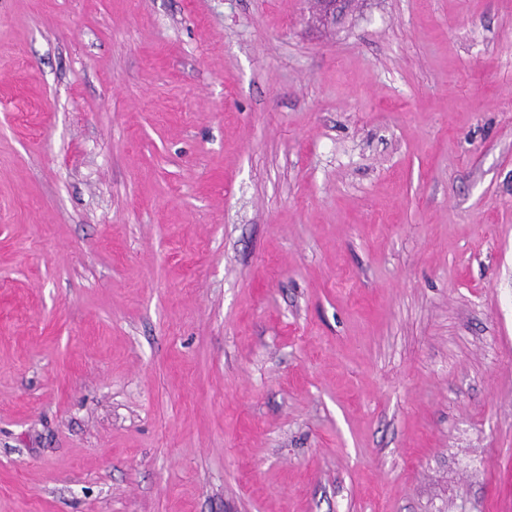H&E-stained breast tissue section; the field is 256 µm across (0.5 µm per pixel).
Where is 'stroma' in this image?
Segmentation results:
<instances>
[{
	"mask_svg": "<svg viewBox=\"0 0 512 512\" xmlns=\"http://www.w3.org/2000/svg\"><path fill=\"white\" fill-rule=\"evenodd\" d=\"M0 0V512H512V0ZM348 0H316L315 1V19L322 25H336V20L340 18L346 10Z\"/></svg>",
	"mask_w": 512,
	"mask_h": 512,
	"instance_id": "1",
	"label": "stroma"
}]
</instances>
